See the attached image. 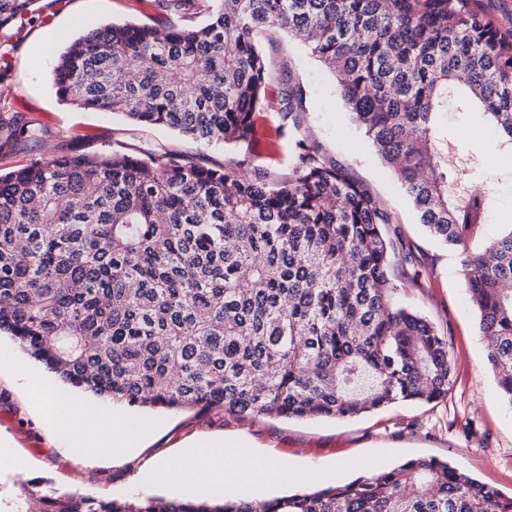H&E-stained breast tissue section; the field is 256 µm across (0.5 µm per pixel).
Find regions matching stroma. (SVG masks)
Masks as SVG:
<instances>
[{"label":"stroma","instance_id":"stroma-1","mask_svg":"<svg viewBox=\"0 0 512 512\" xmlns=\"http://www.w3.org/2000/svg\"><path fill=\"white\" fill-rule=\"evenodd\" d=\"M40 19L0 31V101L22 112L44 131L42 140L0 154V170L39 160L46 154L93 155L120 149H165L196 164L224 165L285 180L295 163L294 143L313 136L326 155L346 165L390 211L409 243L419 269L430 281L415 285L395 275L399 303L430 318L448 336L456 364L455 382L441 402L399 404L354 419L295 420L266 416L240 418L217 411L155 412L157 425L123 463L75 458L37 417L29 394L11 367L0 365V512H25L30 491L46 485L62 493L96 497L134 496L132 479L158 459L176 458L202 438L250 444L258 453L310 472L316 486L336 460L350 467L337 475L347 482L364 469L382 470L411 458L449 461L504 495H512V407L502 399L498 380L486 364V348L460 271L457 251L436 243L419 223L401 183L382 164L346 109L330 71L279 30L259 33L272 82L291 69L305 91L298 125L283 123L275 105L255 115L260 147L203 145L162 127L135 124L120 114L83 111L61 102L53 87L56 56L67 39L102 24L150 23L148 0H40ZM440 121L448 128V163L461 173L460 186L489 192L490 207L480 237L497 234L512 222V153L496 146L493 131L474 125L449 105ZM27 462L13 471L14 457Z\"/></svg>","mask_w":512,"mask_h":512}]
</instances>
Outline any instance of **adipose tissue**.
Masks as SVG:
<instances>
[{"label":"adipose tissue","instance_id":"1","mask_svg":"<svg viewBox=\"0 0 512 512\" xmlns=\"http://www.w3.org/2000/svg\"><path fill=\"white\" fill-rule=\"evenodd\" d=\"M16 375L19 383L30 391L42 418L56 426L77 457L95 455L115 462L125 461L149 432L146 425L130 415L89 405L45 383L28 368H17ZM287 479L301 490L309 481L306 471L259 456L253 449L239 444L213 446L202 440L184 449L177 461L163 459L153 469L140 472L134 484L147 489L170 480L192 492L220 495L225 489L243 484L263 488Z\"/></svg>","mask_w":512,"mask_h":512}]
</instances>
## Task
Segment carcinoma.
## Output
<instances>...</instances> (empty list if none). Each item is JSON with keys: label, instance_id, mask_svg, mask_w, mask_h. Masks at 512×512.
Wrapping results in <instances>:
<instances>
[{"label": "carcinoma", "instance_id": "cac0c4a2", "mask_svg": "<svg viewBox=\"0 0 512 512\" xmlns=\"http://www.w3.org/2000/svg\"><path fill=\"white\" fill-rule=\"evenodd\" d=\"M151 0L199 25L107 23L58 55L59 98L211 144L254 140L268 104L258 32L280 28L336 89L419 221L462 256L486 360L512 407V225L473 251L488 195L456 193L452 94L512 145V28L481 0ZM40 17L0 0V29ZM283 118L301 87L282 80ZM34 134L0 113V150ZM288 181L167 151L50 155L0 173V332L64 383L149 409L354 418L448 396V337L398 306L413 252L390 213L318 142ZM28 512H512V496L445 461L411 459L262 503L188 496H30Z\"/></svg>", "mask_w": 512, "mask_h": 512}]
</instances>
